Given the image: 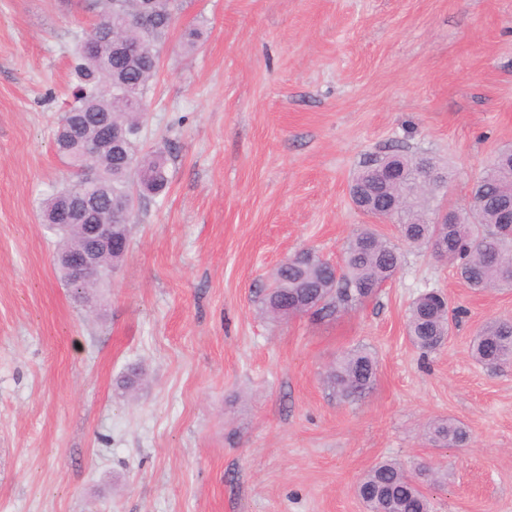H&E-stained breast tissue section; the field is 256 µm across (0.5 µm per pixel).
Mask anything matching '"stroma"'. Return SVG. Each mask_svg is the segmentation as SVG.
<instances>
[{"mask_svg": "<svg viewBox=\"0 0 512 512\" xmlns=\"http://www.w3.org/2000/svg\"><path fill=\"white\" fill-rule=\"evenodd\" d=\"M96 14L0 0V512H366L354 486L384 459L439 471L432 512H512V365L471 357L482 324L512 319V288L475 292L407 247L352 309L259 312L294 253L340 262L366 225L398 241L349 195L373 157L435 158L444 205L467 204L512 148V0H184L142 132L167 152L168 186L79 304L40 203L69 177L54 139L70 48ZM427 288L460 317L425 354L405 322ZM357 346L378 371L348 403L327 373ZM133 364L141 383L118 389ZM448 417L466 446L425 438Z\"/></svg>", "mask_w": 512, "mask_h": 512, "instance_id": "35a3bbf8", "label": "stroma"}]
</instances>
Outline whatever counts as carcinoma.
Masks as SVG:
<instances>
[{"label":"carcinoma","instance_id":"obj_1","mask_svg":"<svg viewBox=\"0 0 512 512\" xmlns=\"http://www.w3.org/2000/svg\"><path fill=\"white\" fill-rule=\"evenodd\" d=\"M97 22L92 30L96 37L108 31L130 45L143 46L140 51L117 54L104 51L100 55H86L82 42L73 49L75 73L79 80L77 105L69 109L82 119L75 127L57 128L54 140L56 153L72 171L73 179L62 190L55 191L41 202L45 214L55 212L67 192L80 180L79 167L84 162L81 140L88 131L96 130L94 120L107 118L113 126L132 132L126 142V162L114 159L113 147L102 143L94 163L98 181L89 189L100 213L122 211L133 197L136 187L138 201L159 196L167 187L168 177L163 151H142L140 133L146 116L147 94L158 69L159 46L170 31V16L177 0H153V21L147 30L128 23L136 8L135 0H96ZM119 89L130 85L142 101L107 93L103 86ZM404 169L399 181L388 190L391 202L362 203L363 211L389 218L399 226L401 240L408 246L425 248L434 256L448 253V262L468 288L477 292L492 291L512 286V227L500 223L499 207L512 202V151L498 152L474 180L470 189L472 204L459 211L455 224H436L432 221L435 209L430 200L447 183L445 175L435 163L408 153L399 156ZM437 172L433 183L425 184L428 171ZM57 250L76 251L87 245L84 227L74 226L62 232L54 230ZM112 256L104 257L108 270L116 269L128 252L129 229L117 224L112 229ZM403 252L373 228L366 226L347 243L343 265L331 267L316 251L310 249L293 260L281 264L274 273L273 287L261 299L262 312L272 318L284 310L297 316L316 313L331 316L368 299L400 270ZM454 311L445 304L442 293L426 289L409 306L406 332L410 342L423 351L435 349L434 342L448 335ZM472 357L476 363L496 369L512 363V320L494 319L476 332L472 343ZM377 374L375 356L364 348L345 352L329 373V381L336 394L345 401L362 400L372 388ZM426 435L435 444L460 446L469 439L465 427L454 419L430 423ZM438 481L437 473L426 465L409 472L396 460H386L373 466L360 481L359 492L367 512H425L427 499L419 487Z\"/></svg>","mask_w":512,"mask_h":512}]
</instances>
